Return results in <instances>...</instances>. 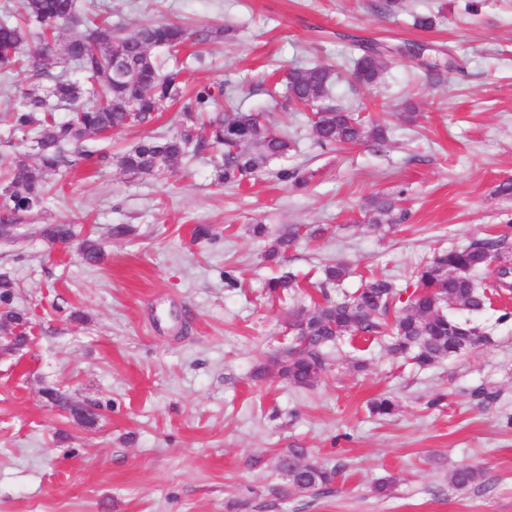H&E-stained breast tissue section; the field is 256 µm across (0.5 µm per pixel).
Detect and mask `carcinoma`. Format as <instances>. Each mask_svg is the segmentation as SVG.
Listing matches in <instances>:
<instances>
[{
	"instance_id": "obj_1",
	"label": "carcinoma",
	"mask_w": 512,
	"mask_h": 512,
	"mask_svg": "<svg viewBox=\"0 0 512 512\" xmlns=\"http://www.w3.org/2000/svg\"><path fill=\"white\" fill-rule=\"evenodd\" d=\"M74 28L65 44L62 69L52 74L48 65L55 56L59 32ZM215 31L188 30L175 23H149L127 34L112 27L109 16L80 12L78 0H23L22 13L0 14V70L22 73L27 79L46 76L51 84L41 89L20 88L17 102L9 112L8 132L29 143L37 162L27 154H0V224H15L21 217L42 206L48 195L47 175L66 176L92 152L83 143L128 126H147L158 120L175 103H181L174 132L147 135L126 150L118 165L138 177L157 178L189 154L214 152L215 177L225 184L239 185L261 172L273 159L288 155L294 144L288 135L274 129L261 113L236 110L208 121L201 117L224 97L222 86L199 85L186 91L182 79L184 61L179 53L186 45L203 46ZM359 54L353 58L352 74L366 86L377 84L384 70V48L366 39L354 40ZM154 48L167 50L168 62L151 55ZM334 72L326 66L288 71L280 85L293 103L310 109L312 130L322 146L354 145L367 138L383 141L380 126L365 130L355 113L332 104ZM76 110L67 121H58L53 112ZM312 174L298 168H282L277 178L295 188L306 185ZM394 199L375 197L367 209L368 223L393 222ZM317 228L297 227L275 238L265 258L279 262L302 236H314ZM41 235L51 242H68L75 236L71 224H46ZM81 258L88 264L104 258L100 244L87 237L80 243ZM496 267L499 275L512 273V259L501 250V241L483 239L460 249L438 252L414 270L415 295L396 310L397 290L389 277L372 276L351 294L332 300L325 298L309 308L290 313L292 336L287 354L272 368L289 384L311 388L329 367V350L344 336H366L387 345L395 354L410 358L424 368L440 360L475 349L487 342L478 328L451 314L453 310L479 313L486 307V287L474 273ZM323 280L339 284L349 275L344 262L324 267ZM299 284L286 272L271 279L270 295L280 300L294 296ZM12 283L0 279V332L9 337L5 344H21L25 338L16 330L29 324L26 313L12 305ZM49 400L69 409L78 421L92 422V412L71 406L62 393L49 389ZM398 402L388 396L374 400L369 411L392 416ZM303 448L292 450L283 467L297 492L334 482L338 470L315 462H301ZM478 471L459 466L452 473L458 489L474 484Z\"/></svg>"
}]
</instances>
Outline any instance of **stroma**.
<instances>
[{"label":"stroma","mask_w":512,"mask_h":512,"mask_svg":"<svg viewBox=\"0 0 512 512\" xmlns=\"http://www.w3.org/2000/svg\"><path fill=\"white\" fill-rule=\"evenodd\" d=\"M131 31L162 21L224 26L195 84H223L245 112L267 115L295 148L242 186L217 184L208 155H190L160 179L117 161L82 163L48 195L17 248L0 246V275L34 333L0 358V512H512L511 292H490L472 314L488 341L421 370L384 344L352 337L311 388L270 369L288 344L291 305L386 275L398 289L437 248L497 238L512 249V0H82ZM433 14L435 25L414 24ZM386 46L377 85L335 82V104L357 105L386 142L320 147L307 113L268 93L276 71L341 66L353 38ZM415 106V122L404 121ZM168 110L88 142L116 153L175 126ZM312 171L294 190L277 171ZM401 193L400 224L372 227L362 210ZM94 232L105 259L84 263L39 230ZM132 226L112 237L111 227ZM207 225L208 240L192 238ZM267 227L254 236V225ZM297 225L319 228L285 262L265 261L272 240ZM347 262L341 286L321 289L322 269ZM294 274V303L268 295L269 279ZM366 367L358 371L355 360ZM265 376H258L259 368ZM486 386L496 399L474 397ZM48 388L93 412L85 425L45 396ZM386 394L399 411L379 418ZM338 468L326 489L294 491L282 463L292 449ZM462 464L480 480L451 484ZM382 477L394 486L372 491Z\"/></svg>","instance_id":"35a3bbf8"}]
</instances>
